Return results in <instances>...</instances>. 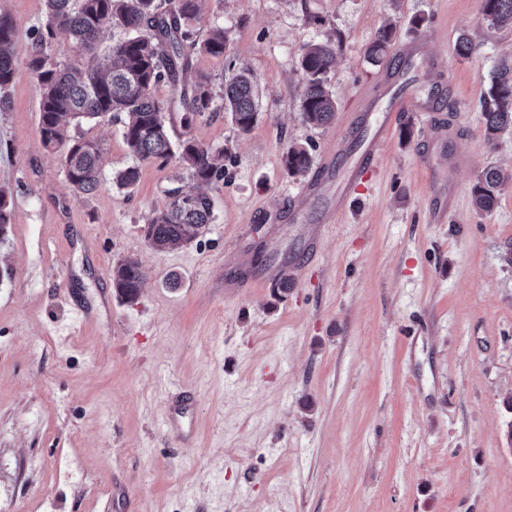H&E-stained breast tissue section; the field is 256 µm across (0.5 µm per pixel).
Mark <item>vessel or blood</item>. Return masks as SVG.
<instances>
[{
    "label": "vessel or blood",
    "mask_w": 512,
    "mask_h": 512,
    "mask_svg": "<svg viewBox=\"0 0 512 512\" xmlns=\"http://www.w3.org/2000/svg\"><path fill=\"white\" fill-rule=\"evenodd\" d=\"M399 73L388 72L386 82L394 86L386 110L374 114L363 113L359 122L365 127L357 144L342 143L335 155L328 158L317 175L306 183L289 207V218L299 222L312 199L327 197L329 213H344L350 197L361 182L376 169L379 147L386 143L393 132L400 113L413 109L414 96L411 91L399 88ZM301 273L299 262H289L285 266L267 268L263 283L273 286L281 281L296 283ZM194 412V399L186 393L174 397L168 408V422L183 434H191Z\"/></svg>",
    "instance_id": "b4317fda"
}]
</instances>
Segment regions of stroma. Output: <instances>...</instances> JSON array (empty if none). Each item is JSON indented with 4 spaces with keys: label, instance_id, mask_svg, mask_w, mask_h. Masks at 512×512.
<instances>
[{
    "label": "stroma",
    "instance_id": "35a3bbf8",
    "mask_svg": "<svg viewBox=\"0 0 512 512\" xmlns=\"http://www.w3.org/2000/svg\"><path fill=\"white\" fill-rule=\"evenodd\" d=\"M0 12L25 66L44 0H0ZM388 23L394 47L424 41L453 58L447 129L431 139L430 113H403L298 282H256V244L278 261L303 252L285 210L306 179L289 175L288 145L316 169L336 151L386 79L366 50ZM216 26L225 55L192 51L193 70L217 93L247 70L258 119L245 133L222 111L193 124L223 149L224 178L207 189L208 232L180 248L155 251L142 232L169 189H198L178 159L141 164L133 190L118 189L112 173L133 163L120 123L82 124L104 145L106 178L71 195L40 141L39 85L24 75L9 91L0 512H102L107 499L112 512H512V180L491 212L471 202L485 167L512 173V134L488 140L479 111L493 74L512 67V28L488 26L481 0H202L200 36ZM333 35L337 110L312 127L299 54ZM438 190L454 204L433 224ZM128 256L145 275L139 296L99 307ZM230 278L254 285L231 293ZM73 289L95 308L79 325ZM180 392L196 397L188 440L166 424Z\"/></svg>",
    "mask_w": 512,
    "mask_h": 512
}]
</instances>
